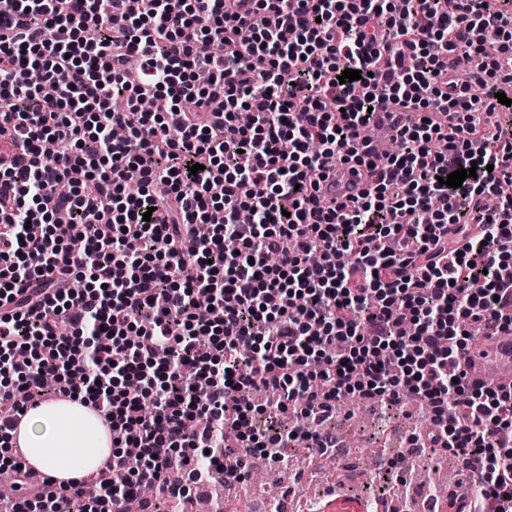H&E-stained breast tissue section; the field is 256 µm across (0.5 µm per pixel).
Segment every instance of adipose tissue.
Listing matches in <instances>:
<instances>
[{"label": "adipose tissue", "instance_id": "ef3b65f1", "mask_svg": "<svg viewBox=\"0 0 512 512\" xmlns=\"http://www.w3.org/2000/svg\"><path fill=\"white\" fill-rule=\"evenodd\" d=\"M17 440L28 462L60 480L96 472L112 453L100 417L78 399L31 408L18 428Z\"/></svg>", "mask_w": 512, "mask_h": 512}]
</instances>
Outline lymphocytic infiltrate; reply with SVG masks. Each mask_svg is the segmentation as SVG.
<instances>
[{"instance_id": "obj_1", "label": "lymphocytic infiltrate", "mask_w": 512, "mask_h": 512, "mask_svg": "<svg viewBox=\"0 0 512 512\" xmlns=\"http://www.w3.org/2000/svg\"><path fill=\"white\" fill-rule=\"evenodd\" d=\"M392 2L0 7V467L20 465L9 434L50 378L113 446L92 476L0 512L242 483L253 456L330 443L255 415L325 419L352 397L422 402L413 447L475 458L465 512H512V388L468 385L460 360L512 330V0H406L399 23ZM378 112L396 113L398 152L366 136ZM335 159L381 177L322 205ZM76 167L93 190L58 192Z\"/></svg>"}]
</instances>
